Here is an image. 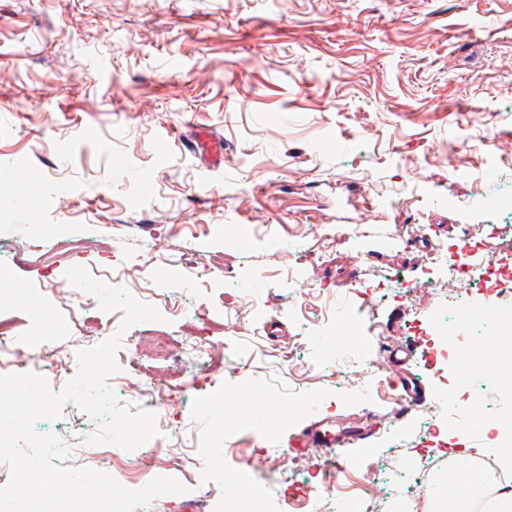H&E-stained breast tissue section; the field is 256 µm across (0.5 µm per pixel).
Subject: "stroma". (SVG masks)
I'll use <instances>...</instances> for the list:
<instances>
[{
  "instance_id": "35a3bbf8",
  "label": "stroma",
  "mask_w": 512,
  "mask_h": 512,
  "mask_svg": "<svg viewBox=\"0 0 512 512\" xmlns=\"http://www.w3.org/2000/svg\"><path fill=\"white\" fill-rule=\"evenodd\" d=\"M205 138L223 160L193 149ZM503 195L512 0H0V239L43 246L35 263L0 255V320L28 340L52 327L64 349L135 337L136 350H117L121 375L175 390L156 415L171 423L166 448L192 459L174 479L223 487L205 512H251L259 494L264 512H316L328 489L340 502L387 496L386 512L421 496L441 512L430 488L468 485L457 459L492 456L498 428L512 431V390L474 372L458 391L433 361L431 347L455 337L429 335V320L461 304L430 291L427 262L445 269L464 253L476 271L512 242V207L492 205ZM149 247L159 268L138 299L161 321L125 329L121 312L61 298L69 267L108 284ZM249 295L258 307L239 333L231 316ZM397 309L405 318L388 323ZM198 336L223 342V368L181 361ZM291 342L293 360L264 354ZM406 342L407 373L436 393L440 419L409 412L408 439L386 417L387 353L372 400L333 378ZM193 375L213 380L220 414H202ZM377 405L376 444L344 465L338 449L288 445L313 418L342 426ZM100 427L66 410L35 424L67 448L66 465L137 488L150 460L86 444ZM280 451L296 482L260 468Z\"/></svg>"
}]
</instances>
